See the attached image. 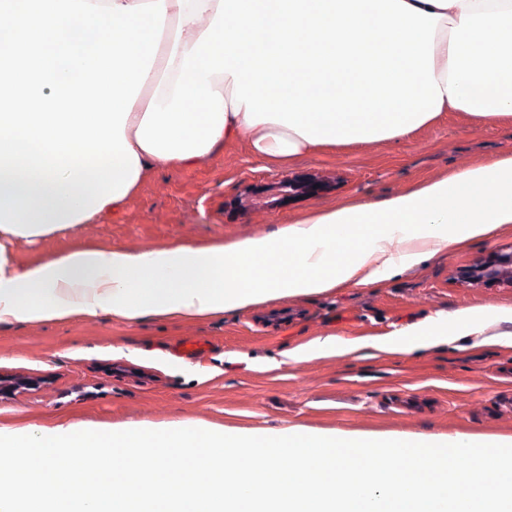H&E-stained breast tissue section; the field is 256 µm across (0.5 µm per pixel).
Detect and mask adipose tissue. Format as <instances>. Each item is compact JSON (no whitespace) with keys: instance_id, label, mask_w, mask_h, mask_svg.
I'll return each mask as SVG.
<instances>
[{"instance_id":"obj_1","label":"adipose tissue","mask_w":512,"mask_h":512,"mask_svg":"<svg viewBox=\"0 0 512 512\" xmlns=\"http://www.w3.org/2000/svg\"><path fill=\"white\" fill-rule=\"evenodd\" d=\"M0 0V323L201 317L395 271L512 225V153L377 203L208 247L77 249L24 271L8 244L119 215L149 172L246 139L285 164L399 141L441 113L512 123V0ZM93 59L97 84L81 79ZM79 96L93 112L73 111ZM500 308L398 331L430 351Z\"/></svg>"}]
</instances>
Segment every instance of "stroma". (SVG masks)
I'll return each instance as SVG.
<instances>
[{"label": "stroma", "mask_w": 512, "mask_h": 512, "mask_svg": "<svg viewBox=\"0 0 512 512\" xmlns=\"http://www.w3.org/2000/svg\"><path fill=\"white\" fill-rule=\"evenodd\" d=\"M512 153V127L445 112L396 143L339 147L286 165L257 161L246 142L189 167L147 176L120 215L9 246L13 269L78 246L134 251L269 234L349 198L378 202L409 185ZM313 175L326 190L264 207L252 189ZM512 228L451 248L371 287L281 298L200 321L109 314L62 324L0 323V378L29 381L0 395V426L153 424L197 420L235 433L472 434L512 440V346L486 325L432 352L395 353L398 330L468 308L512 309V288L455 277L497 249ZM334 340V350L322 349ZM183 341L207 347L175 356Z\"/></svg>", "instance_id": "stroma-1"}]
</instances>
